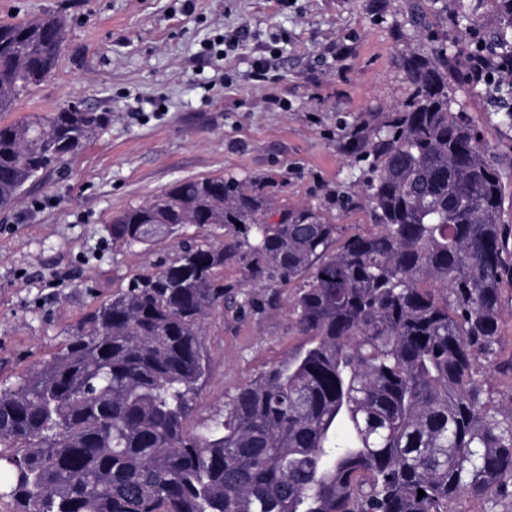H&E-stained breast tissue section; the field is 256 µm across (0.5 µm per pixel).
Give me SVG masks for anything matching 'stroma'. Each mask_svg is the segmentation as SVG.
Wrapping results in <instances>:
<instances>
[{
    "label": "stroma",
    "instance_id": "stroma-1",
    "mask_svg": "<svg viewBox=\"0 0 512 512\" xmlns=\"http://www.w3.org/2000/svg\"><path fill=\"white\" fill-rule=\"evenodd\" d=\"M448 0H0V24L53 16L66 29L54 77L0 112V124L77 101L112 116L59 169L0 209V383L46 361L97 301L172 254L174 242L121 252L106 228L113 216L173 182L221 175L271 177L289 205L336 208L345 231L373 225L359 200L368 164L351 146L411 85L404 59L446 44L448 83L486 144L512 155V127L494 116L485 86L468 79L477 44L503 21L493 0H473L456 23ZM242 33L228 58L201 59L204 40ZM268 79L251 82L255 59ZM280 107H273L272 99ZM287 303L245 318L212 316L209 372L186 419L201 430L224 397L303 346Z\"/></svg>",
    "mask_w": 512,
    "mask_h": 512
}]
</instances>
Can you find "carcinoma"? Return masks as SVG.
<instances>
[{"mask_svg":"<svg viewBox=\"0 0 512 512\" xmlns=\"http://www.w3.org/2000/svg\"><path fill=\"white\" fill-rule=\"evenodd\" d=\"M63 38L53 17L0 25V112L53 76ZM407 77L404 108L361 145L373 232L345 235L330 208L221 175L113 217L120 250L188 225L228 233L178 241L0 386V500L15 512H455L464 497H512V386L486 389L512 378L503 159L454 108L445 47L413 53ZM493 91L512 126V79ZM110 121L68 105L1 124L0 205ZM230 266L249 287L224 282ZM284 284L307 343L188 433L208 320L257 314ZM501 344L506 355L512 353V288L505 286L503 295Z\"/></svg>","mask_w":512,"mask_h":512,"instance_id":"obj_1","label":"carcinoma"}]
</instances>
